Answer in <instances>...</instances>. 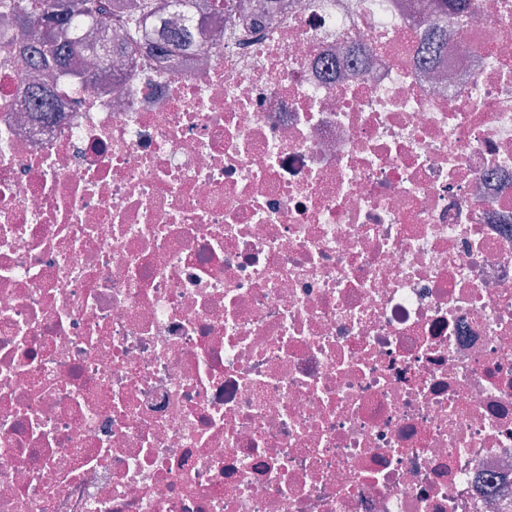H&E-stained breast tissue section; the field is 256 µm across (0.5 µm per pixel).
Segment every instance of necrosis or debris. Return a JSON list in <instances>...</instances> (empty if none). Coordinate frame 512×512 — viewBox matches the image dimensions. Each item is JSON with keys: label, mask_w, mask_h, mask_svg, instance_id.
I'll return each mask as SVG.
<instances>
[{"label": "necrosis or debris", "mask_w": 512, "mask_h": 512, "mask_svg": "<svg viewBox=\"0 0 512 512\" xmlns=\"http://www.w3.org/2000/svg\"><path fill=\"white\" fill-rule=\"evenodd\" d=\"M151 2L0 20V512H512V0ZM30 8V21L43 26L46 36L43 42L36 44L38 50L31 58L32 63L37 62L38 54L47 56L63 52L82 23H101L109 13L107 0H83L77 20L68 19L73 14L65 7L64 0H31Z\"/></svg>", "instance_id": "1"}]
</instances>
